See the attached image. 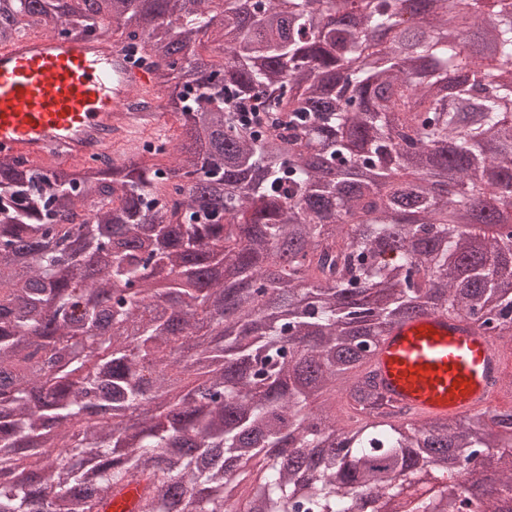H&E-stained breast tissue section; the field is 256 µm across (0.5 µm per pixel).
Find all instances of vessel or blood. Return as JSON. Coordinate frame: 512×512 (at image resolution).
Wrapping results in <instances>:
<instances>
[{
  "label": "vessel or blood",
  "mask_w": 512,
  "mask_h": 512,
  "mask_svg": "<svg viewBox=\"0 0 512 512\" xmlns=\"http://www.w3.org/2000/svg\"><path fill=\"white\" fill-rule=\"evenodd\" d=\"M155 73L111 38L14 36L0 46V154L44 168L123 161L165 122ZM500 352L491 336L447 311L389 328L371 366L381 392L418 417L491 407Z\"/></svg>",
  "instance_id": "1"
}]
</instances>
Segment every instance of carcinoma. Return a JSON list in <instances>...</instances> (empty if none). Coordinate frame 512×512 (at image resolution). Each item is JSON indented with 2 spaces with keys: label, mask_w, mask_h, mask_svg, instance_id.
<instances>
[{
  "label": "carcinoma",
  "mask_w": 512,
  "mask_h": 512,
  "mask_svg": "<svg viewBox=\"0 0 512 512\" xmlns=\"http://www.w3.org/2000/svg\"><path fill=\"white\" fill-rule=\"evenodd\" d=\"M406 2L0 0V43L112 19L182 128L122 164L0 158V512H105L134 482L137 512H381L512 458V409L415 419L370 371L417 313L512 323V232L476 248L470 217L512 212V4L471 0L464 53L455 0H418L403 53ZM412 512L495 510L460 483Z\"/></svg>",
  "instance_id": "carcinoma-1"
}]
</instances>
